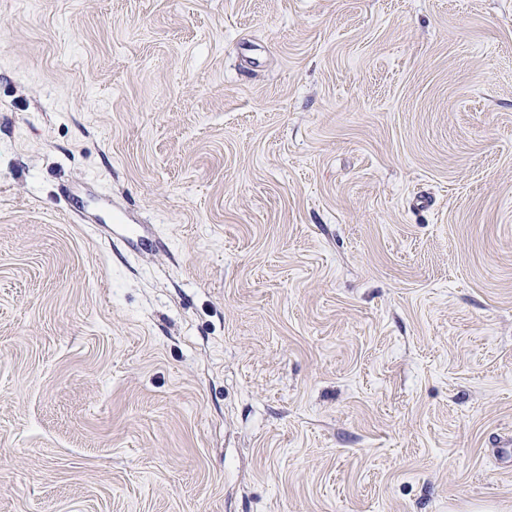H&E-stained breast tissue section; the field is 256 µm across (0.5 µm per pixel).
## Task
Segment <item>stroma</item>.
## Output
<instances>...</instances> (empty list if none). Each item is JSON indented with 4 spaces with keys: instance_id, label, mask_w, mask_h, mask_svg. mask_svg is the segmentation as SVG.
Masks as SVG:
<instances>
[{
    "instance_id": "stroma-1",
    "label": "stroma",
    "mask_w": 512,
    "mask_h": 512,
    "mask_svg": "<svg viewBox=\"0 0 512 512\" xmlns=\"http://www.w3.org/2000/svg\"><path fill=\"white\" fill-rule=\"evenodd\" d=\"M508 448L512 0H0V512H512Z\"/></svg>"
}]
</instances>
